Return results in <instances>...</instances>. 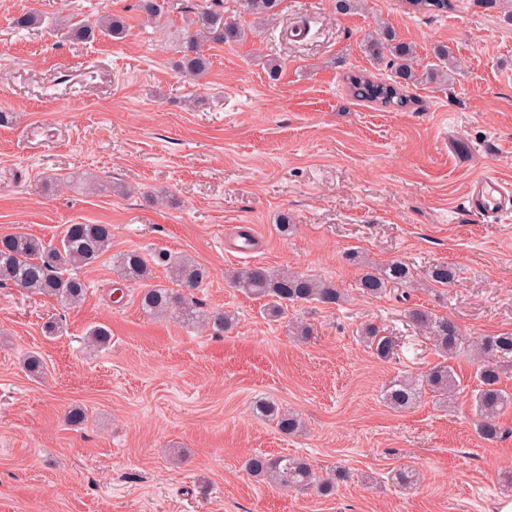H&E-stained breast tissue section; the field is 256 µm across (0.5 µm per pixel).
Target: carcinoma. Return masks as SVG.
<instances>
[{
	"label": "carcinoma",
	"mask_w": 512,
	"mask_h": 512,
	"mask_svg": "<svg viewBox=\"0 0 512 512\" xmlns=\"http://www.w3.org/2000/svg\"><path fill=\"white\" fill-rule=\"evenodd\" d=\"M281 2L244 0V5L249 13L261 19L276 13ZM406 3L412 11L432 16H444L456 9V0H406ZM137 9L145 24H165V0H138ZM55 28L67 38L93 40L103 35L119 39L125 36L127 21L126 16L112 13L100 17L93 26L64 16L55 21ZM241 37L242 29L238 24L224 20V13L211 8L196 12L188 24L187 49L191 55L185 57V70L195 75L208 70L210 60L204 54V44L237 42ZM364 51L377 62L386 61L392 76L383 79L362 71L347 74L344 79L346 92L357 101L391 111L406 110L415 104L410 86L447 77V72L441 68L418 73L413 68V49L398 41L390 29L383 30L379 37L367 38ZM111 243L110 224H69L56 244L23 232L1 236L0 286L10 285L53 298L63 307L75 306L87 292V284L79 270L95 263ZM116 267L122 280L146 285L140 295V307L145 314L169 315L183 321L198 318L187 292L199 287L207 278L204 267L163 249L148 257L137 250L127 251L117 257ZM159 267L168 270L176 287L149 283L153 270ZM427 279L434 288H450L455 284L456 271L446 264H439L429 269ZM228 281L231 287L264 301L262 311L273 320L288 317V308L296 304L315 302L330 307L345 300L344 290L334 281L288 269L246 266L230 272ZM414 284L413 269L399 259L379 267L364 265L358 280L361 293L370 297ZM407 316L432 338L441 360L419 376L404 375L390 380L384 389V401L390 409L401 411L416 404L429 390L446 404L453 400L460 387L450 360L467 351L466 334L455 321L421 306L407 309ZM233 323L234 317L228 312H216L206 318V324L218 334ZM362 338L377 358L385 360L394 354L393 339L381 335L379 328L365 326ZM477 355L476 432L483 440L494 442L503 436L500 416L512 407V392L502 386V377L512 372V333L482 337L477 342ZM254 411L257 416L275 423L284 435H295L302 429L298 416L280 411L272 401L255 402ZM246 468L251 475L267 479L285 490L313 489L323 495L333 490L335 480L347 477L345 472L338 471L329 478H321L306 460L288 455L269 457L257 453L247 459Z\"/></svg>",
	"instance_id": "obj_1"
}]
</instances>
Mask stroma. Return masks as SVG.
Returning a JSON list of instances; mask_svg holds the SVG:
<instances>
[{"label": "stroma", "instance_id": "stroma-1", "mask_svg": "<svg viewBox=\"0 0 512 512\" xmlns=\"http://www.w3.org/2000/svg\"><path fill=\"white\" fill-rule=\"evenodd\" d=\"M169 2L155 28L136 0H0V236L53 241L68 224L112 227L108 253L81 271L90 288L80 305L0 287V512H495L512 497V410L501 441L477 435L475 355L454 362L451 409L428 392L396 412L383 388L437 360L410 307L454 320L472 340L512 333V222L464 209L472 176L491 168L512 181V0H458L443 17L405 0H365L346 14L335 0H283L259 21L221 0L245 36L211 45L197 78L179 67L183 26L212 0ZM31 9L45 23L17 30ZM107 13L126 15L125 38L52 32L54 17ZM381 23L413 45L419 69L436 65L435 46L454 55L450 80L412 86L414 109L386 112L345 91L350 72L389 76L362 46ZM271 57L283 64L275 82ZM89 175L100 191L85 190ZM243 227L248 254L233 250ZM156 249L207 269L196 308L232 311L230 331L142 312L140 285L123 284L112 258ZM353 250L419 274L445 263L457 280L446 292L369 297ZM252 265L326 277L348 297L272 321L227 283ZM295 320L313 326L310 341L289 335ZM367 324L395 338L391 360L360 341ZM96 325L112 333L106 347L85 340ZM31 352L45 365L37 377L23 366ZM261 398L299 414L305 432L286 436L257 418ZM75 406L86 412L79 425L66 419ZM257 452L349 477L328 496L283 490L246 473ZM403 467L418 471L416 485L395 483Z\"/></svg>", "mask_w": 512, "mask_h": 512}]
</instances>
